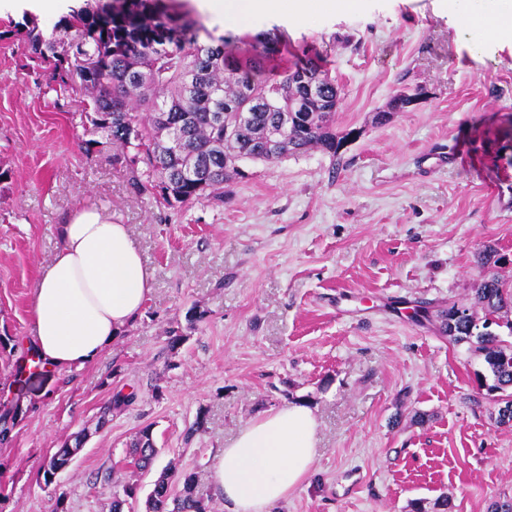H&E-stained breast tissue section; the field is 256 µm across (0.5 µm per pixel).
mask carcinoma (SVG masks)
Masks as SVG:
<instances>
[{
  "label": "carcinoma",
  "mask_w": 512,
  "mask_h": 512,
  "mask_svg": "<svg viewBox=\"0 0 512 512\" xmlns=\"http://www.w3.org/2000/svg\"><path fill=\"white\" fill-rule=\"evenodd\" d=\"M206 28L189 12L165 0H75L51 35L34 20L14 26L36 58L47 55L53 69L47 87L84 97L81 117L117 153L132 187L173 207L201 198L224 199V184L244 175L247 161L273 162L319 149L335 157L341 137L334 118L336 79L307 59L277 74L265 65L278 40L260 33L251 52L240 57L235 40L199 41ZM0 32V39L12 33ZM290 120L284 138L268 146L270 129ZM485 273L474 291V306L453 302L436 313L438 330L456 344H476L488 375L478 377L483 396L512 405V287L489 271L500 262L496 250L478 253ZM157 454L149 429L129 445L130 463L148 468ZM71 461L65 447L43 465V476ZM175 472L157 478L147 512H209L192 477L180 494Z\"/></svg>",
  "instance_id": "obj_1"
}]
</instances>
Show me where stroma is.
<instances>
[{
    "label": "stroma",
    "mask_w": 512,
    "mask_h": 512,
    "mask_svg": "<svg viewBox=\"0 0 512 512\" xmlns=\"http://www.w3.org/2000/svg\"><path fill=\"white\" fill-rule=\"evenodd\" d=\"M278 31L270 65L325 63L348 135L338 157L310 151L245 163V177L160 208L132 190L112 145L89 146L81 98L39 90L21 37L0 39V512H110L105 478L132 483L145 512L160 473L192 475L212 512L217 454L253 418L305 401L318 421L310 477L276 512H488L512 498V427L474 406L480 353L419 307L466 302L493 247L512 281V35L478 0H313L225 28L239 49ZM421 101L391 113L399 91ZM131 225L153 290L95 361L28 378L30 301L56 224L79 204ZM130 401L112 406L116 394ZM426 415L416 423L415 413ZM151 428L157 457L129 462ZM87 439L52 482L39 469Z\"/></svg>",
    "instance_id": "35a3bbf8"
}]
</instances>
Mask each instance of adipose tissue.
<instances>
[{
    "instance_id": "ef3b65f1",
    "label": "adipose tissue",
    "mask_w": 512,
    "mask_h": 512,
    "mask_svg": "<svg viewBox=\"0 0 512 512\" xmlns=\"http://www.w3.org/2000/svg\"><path fill=\"white\" fill-rule=\"evenodd\" d=\"M227 25L280 10L281 0H201ZM60 245L39 269L30 312L33 346L48 368H80L97 359L133 322L154 272L131 228L110 213L75 208L57 225ZM316 416L292 403L255 418L220 451L214 486L228 512H274L309 476L317 452Z\"/></svg>"
}]
</instances>
